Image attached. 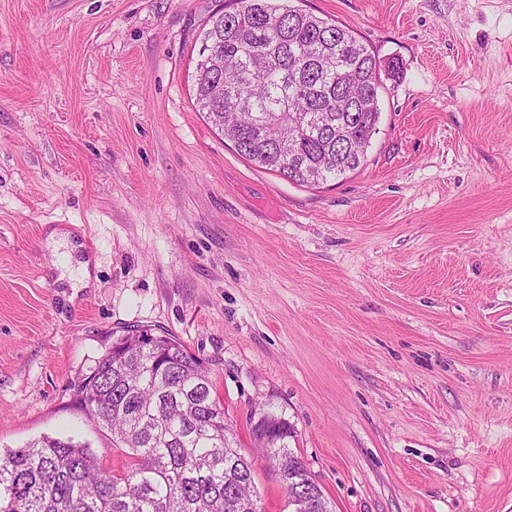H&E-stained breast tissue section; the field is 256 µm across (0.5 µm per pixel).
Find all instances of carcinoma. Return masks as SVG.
Listing matches in <instances>:
<instances>
[{
    "label": "carcinoma",
    "mask_w": 512,
    "mask_h": 512,
    "mask_svg": "<svg viewBox=\"0 0 512 512\" xmlns=\"http://www.w3.org/2000/svg\"><path fill=\"white\" fill-rule=\"evenodd\" d=\"M231 7L213 13L200 34L199 109L241 156L297 185L357 170L379 119L375 54L348 27L288 0ZM215 41L222 71L204 62ZM75 403L127 448V469L108 470L71 437L0 448V512H260L252 457L224 432L207 369L176 337L137 328L115 338L76 386ZM260 411L261 452L273 468L304 467L288 445V419ZM285 490L290 499L309 492L316 512H329L318 484Z\"/></svg>",
    "instance_id": "obj_1"
}]
</instances>
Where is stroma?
<instances>
[{
  "label": "stroma",
  "instance_id": "obj_1",
  "mask_svg": "<svg viewBox=\"0 0 512 512\" xmlns=\"http://www.w3.org/2000/svg\"><path fill=\"white\" fill-rule=\"evenodd\" d=\"M219 5L0 0V447L123 471L73 394L139 326L205 362L244 450L284 414L331 512H512V0H299L400 66L364 164L317 188L199 111ZM55 230L90 287L57 283Z\"/></svg>",
  "mask_w": 512,
  "mask_h": 512
}]
</instances>
